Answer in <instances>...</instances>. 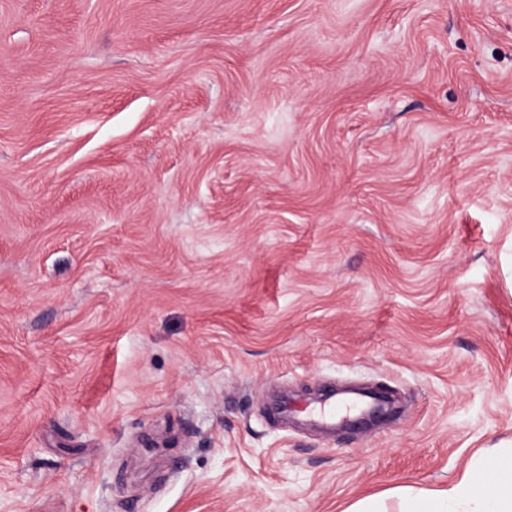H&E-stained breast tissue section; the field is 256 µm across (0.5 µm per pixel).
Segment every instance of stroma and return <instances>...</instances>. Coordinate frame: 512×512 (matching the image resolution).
Instances as JSON below:
<instances>
[{"instance_id": "35a3bbf8", "label": "stroma", "mask_w": 512, "mask_h": 512, "mask_svg": "<svg viewBox=\"0 0 512 512\" xmlns=\"http://www.w3.org/2000/svg\"><path fill=\"white\" fill-rule=\"evenodd\" d=\"M509 444L512 0H0V512H400Z\"/></svg>"}]
</instances>
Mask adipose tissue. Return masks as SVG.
Segmentation results:
<instances>
[{
	"instance_id": "adipose-tissue-1",
	"label": "adipose tissue",
	"mask_w": 512,
	"mask_h": 512,
	"mask_svg": "<svg viewBox=\"0 0 512 512\" xmlns=\"http://www.w3.org/2000/svg\"><path fill=\"white\" fill-rule=\"evenodd\" d=\"M460 503L470 512H512V448L471 464L447 493L417 491L403 512H451Z\"/></svg>"
}]
</instances>
